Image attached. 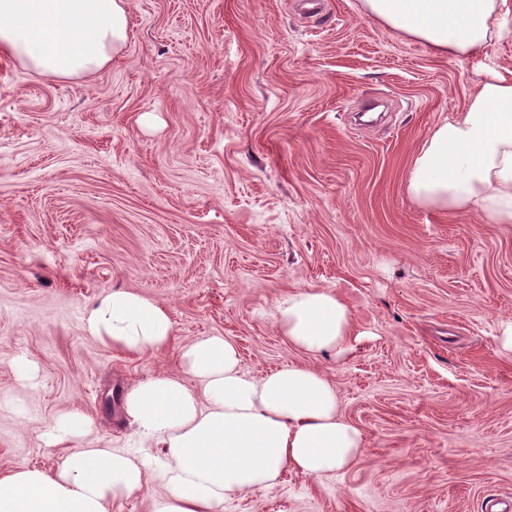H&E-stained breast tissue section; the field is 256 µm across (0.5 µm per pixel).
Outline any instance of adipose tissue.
Masks as SVG:
<instances>
[{"label":"adipose tissue","mask_w":512,"mask_h":512,"mask_svg":"<svg viewBox=\"0 0 512 512\" xmlns=\"http://www.w3.org/2000/svg\"><path fill=\"white\" fill-rule=\"evenodd\" d=\"M507 0H361L366 16L433 53L476 57L497 33ZM129 38L126 0H0V55L29 73L90 77L109 67ZM419 204L512 223V78L487 68L465 108L436 125L404 183ZM273 320L289 348L311 357L350 354L361 339L353 311L334 289L307 287L277 300ZM90 336L127 355L167 350L168 310L117 288L81 319ZM182 375L134 383L122 408L138 452L79 446L93 421L59 415L43 436L68 445L54 472L0 476V512H112L159 482L154 512H223L226 502L273 488L284 471L320 478L353 467L361 430L339 408L324 371L291 364L256 377L237 346L213 336L180 354ZM161 446L154 455L152 446Z\"/></svg>","instance_id":"obj_1"}]
</instances>
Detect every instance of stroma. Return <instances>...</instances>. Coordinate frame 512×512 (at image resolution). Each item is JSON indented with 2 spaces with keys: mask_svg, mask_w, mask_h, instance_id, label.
<instances>
[{
  "mask_svg": "<svg viewBox=\"0 0 512 512\" xmlns=\"http://www.w3.org/2000/svg\"><path fill=\"white\" fill-rule=\"evenodd\" d=\"M112 66L57 81L0 58V473L53 472L60 413L137 449L121 399L233 339L256 376L304 362L282 296L337 290L369 337L316 359L364 436L358 464L284 473L224 512H482L512 496V224L419 206L403 186L484 66L512 76V12L481 56H437L361 0H127ZM116 288L166 307L171 347L112 351L81 318ZM38 367L17 381L13 362Z\"/></svg>",
  "mask_w": 512,
  "mask_h": 512,
  "instance_id": "stroma-1",
  "label": "stroma"
}]
</instances>
